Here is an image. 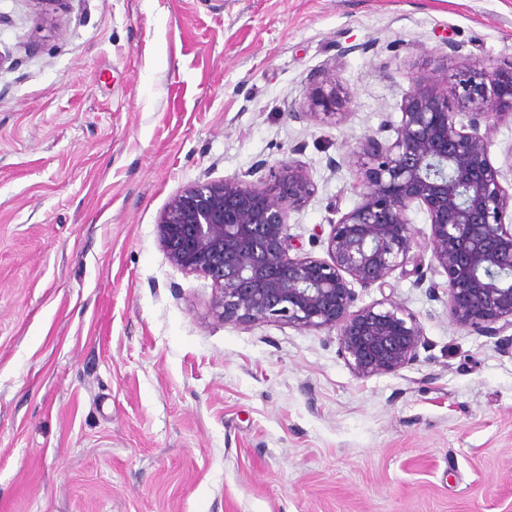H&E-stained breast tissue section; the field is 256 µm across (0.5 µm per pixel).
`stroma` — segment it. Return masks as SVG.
Returning <instances> with one entry per match:
<instances>
[{
    "label": "stroma",
    "mask_w": 512,
    "mask_h": 512,
    "mask_svg": "<svg viewBox=\"0 0 512 512\" xmlns=\"http://www.w3.org/2000/svg\"><path fill=\"white\" fill-rule=\"evenodd\" d=\"M0 512H512V357L429 297L358 289L425 344L356 375L336 332L230 325L156 224L186 186L304 165L326 257L349 155L416 78L512 59V0H0ZM337 62L338 123L288 119Z\"/></svg>",
    "instance_id": "1"
}]
</instances>
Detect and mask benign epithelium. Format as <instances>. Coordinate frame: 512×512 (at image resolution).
I'll use <instances>...</instances> for the list:
<instances>
[{
    "label": "benign epithelium",
    "instance_id": "obj_1",
    "mask_svg": "<svg viewBox=\"0 0 512 512\" xmlns=\"http://www.w3.org/2000/svg\"><path fill=\"white\" fill-rule=\"evenodd\" d=\"M313 82L307 110L291 107L287 116L345 117L336 66ZM400 109L394 138L376 133L349 157L360 202L331 225L326 259L300 252L288 234L290 213L314 193L297 163L268 178L260 164L243 177L197 182L170 200L156 224L159 244L174 265L212 280L216 317L335 330L355 374L399 372L418 358L421 326L397 304L355 308L352 285L381 286L411 263L423 287L408 218L417 207L431 224L432 261L448 277L451 321L512 351V335H504L512 329V192L479 134L483 121L512 120V61L464 64L442 81L418 78Z\"/></svg>",
    "mask_w": 512,
    "mask_h": 512
}]
</instances>
